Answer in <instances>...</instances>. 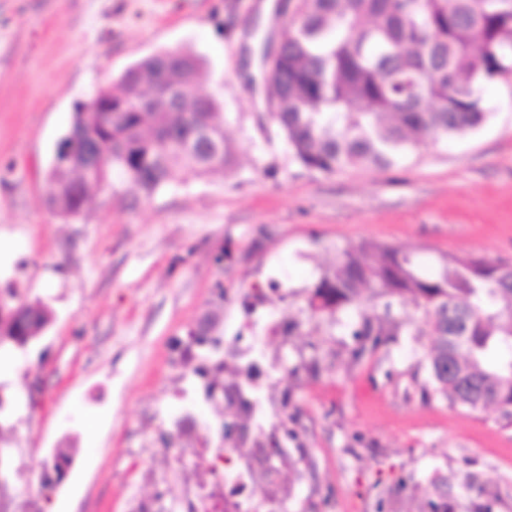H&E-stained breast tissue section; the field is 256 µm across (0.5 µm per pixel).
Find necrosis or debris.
I'll return each instance as SVG.
<instances>
[{
  "mask_svg": "<svg viewBox=\"0 0 512 512\" xmlns=\"http://www.w3.org/2000/svg\"><path fill=\"white\" fill-rule=\"evenodd\" d=\"M244 320L253 335L244 354L238 355V379L228 395L235 411L254 421L255 434L246 449H234L233 463L213 473L221 494L197 489L193 502L196 512H283L285 499L279 485L282 468L264 441L269 423L260 401V389L272 377L266 360L265 341L275 334L276 322L261 299H254L244 310Z\"/></svg>",
  "mask_w": 512,
  "mask_h": 512,
  "instance_id": "1",
  "label": "necrosis or debris"
}]
</instances>
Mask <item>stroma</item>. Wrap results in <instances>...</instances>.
Listing matches in <instances>:
<instances>
[{
    "label": "stroma",
    "instance_id": "stroma-1",
    "mask_svg": "<svg viewBox=\"0 0 512 512\" xmlns=\"http://www.w3.org/2000/svg\"><path fill=\"white\" fill-rule=\"evenodd\" d=\"M259 3L0 0V163L13 164L0 166V285L52 314L0 376L14 423L0 448L17 472L0 503L7 512H138L160 489L163 505L181 512L223 455L233 416L188 370V333L216 313V337L231 341L246 295L276 277L285 290L267 293L268 308L300 327L268 339L274 375L262 400L288 427L283 448H305L311 461L289 473L285 512H421L439 479L453 512H512V425L496 408L471 411L435 392L419 362L432 342L420 312L366 294L314 319L306 303L320 272L363 241L412 256L424 274L452 255L512 263V89L482 85L491 117L481 130L396 166L307 170L270 120L263 83L247 81L264 37L285 22L261 20ZM176 48L204 59L199 91L222 104L235 166L149 198L106 189L78 219L56 216L45 177L75 101ZM225 245L231 256L215 266ZM385 314L396 336L354 359L353 330ZM177 422L180 451L159 440ZM61 448L72 463L42 495L43 466Z\"/></svg>",
    "mask_w": 512,
    "mask_h": 512
}]
</instances>
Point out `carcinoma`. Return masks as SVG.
<instances>
[{"label":"carcinoma","mask_w":512,"mask_h":512,"mask_svg":"<svg viewBox=\"0 0 512 512\" xmlns=\"http://www.w3.org/2000/svg\"><path fill=\"white\" fill-rule=\"evenodd\" d=\"M285 43L266 76L265 105L301 166L332 174L383 168L489 118L481 85L512 81V0H295ZM203 61L166 50L131 65L110 86L73 106L47 182L55 214L75 218L119 181L149 198L188 177L230 166L219 99L198 92ZM411 301L435 344L423 355L434 390L452 405L490 404L512 422V264L448 256L434 276L414 259L371 241L342 251L308 291L314 314L333 316L363 290ZM51 322L41 302L0 286V351L26 348ZM354 356L391 332L366 318ZM215 357L194 373L224 389ZM71 456L59 450L41 488L62 481Z\"/></svg>","instance_id":"obj_1"}]
</instances>
